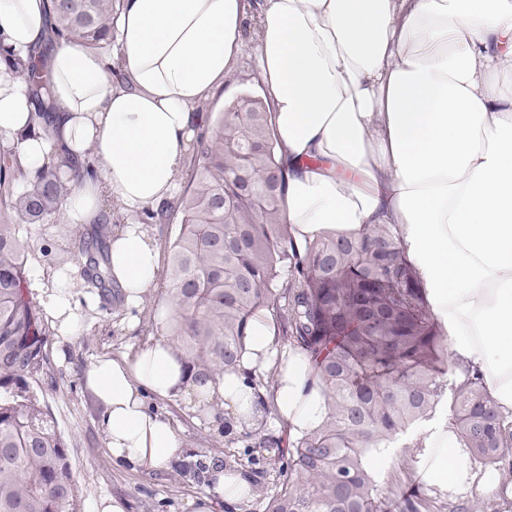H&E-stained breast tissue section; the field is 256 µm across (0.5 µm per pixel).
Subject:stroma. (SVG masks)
<instances>
[{
    "label": "stroma",
    "instance_id": "35a3bbf8",
    "mask_svg": "<svg viewBox=\"0 0 512 512\" xmlns=\"http://www.w3.org/2000/svg\"><path fill=\"white\" fill-rule=\"evenodd\" d=\"M33 298L50 287L57 270L77 272L82 257L74 245L72 226L63 213L49 221L29 225ZM166 290L146 298L136 331L126 329L127 311L120 291L111 298H97L93 307H82L76 336L64 340L55 335L48 348L49 362L39 385L45 402L67 444L68 460L79 489L81 512H94L104 497L124 501L126 512H194L193 502L204 495L206 476H194L183 465L163 472H145L113 459L99 427L101 409L83 385V371L96 356H131L147 342L164 335L162 302ZM153 412L169 419L180 434L189 460L238 471L259 486L246 503H217L215 512H265L270 496L286 477V459L281 449L259 448L250 431L234 435L214 432L180 399L149 397Z\"/></svg>",
    "mask_w": 512,
    "mask_h": 512
}]
</instances>
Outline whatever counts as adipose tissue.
<instances>
[{
    "instance_id": "ef3b65f1",
    "label": "adipose tissue",
    "mask_w": 512,
    "mask_h": 512,
    "mask_svg": "<svg viewBox=\"0 0 512 512\" xmlns=\"http://www.w3.org/2000/svg\"><path fill=\"white\" fill-rule=\"evenodd\" d=\"M49 0H0V138L28 175L59 156L90 163L65 197L74 224L102 218L105 200L152 213L179 190L204 117L200 105L230 77L255 33V69L288 169L283 221L297 248L330 233L358 238L394 225L456 374L479 371L493 402L512 412V0H123L115 55L59 40L49 46L52 113L42 120L15 65L43 44ZM120 68L126 79L114 82ZM113 283L136 328L160 286L162 256L144 224L113 232ZM42 301L61 336L76 335L81 303L53 283ZM270 313L249 324L237 372L200 379L161 337L120 360L103 355L83 381L102 408L113 458L165 471L185 450L147 394L184 399L221 429L264 416L252 378L270 373L274 423L296 437L326 416L308 358L275 342ZM417 468L448 499L512 495L500 473L474 469L447 422L425 431ZM215 500L251 496L239 473L210 468Z\"/></svg>"
}]
</instances>
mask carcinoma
<instances>
[{
    "instance_id": "1",
    "label": "carcinoma",
    "mask_w": 512,
    "mask_h": 512,
    "mask_svg": "<svg viewBox=\"0 0 512 512\" xmlns=\"http://www.w3.org/2000/svg\"><path fill=\"white\" fill-rule=\"evenodd\" d=\"M119 0H51L49 41L74 39L91 50L112 41ZM46 52L28 59L29 95L48 118ZM188 187L166 221L178 224L167 246V288L177 313L168 333L199 378L239 365L253 315L267 309L280 335L300 349L321 379L323 424L288 439V474L266 512H385V483L369 458L420 450L419 434L439 406L475 468L512 477V420L491 404L481 377H447L446 339L387 224L359 240L326 236L299 252L281 223L287 182L277 161L270 109L244 93L206 116ZM88 169L60 156L35 182L15 150H0V206L18 224H0V512H79L66 443L36 376L53 336L30 292L26 225L51 218L68 184ZM112 227L75 238L79 274L112 295ZM415 491L402 512H432Z\"/></svg>"
}]
</instances>
